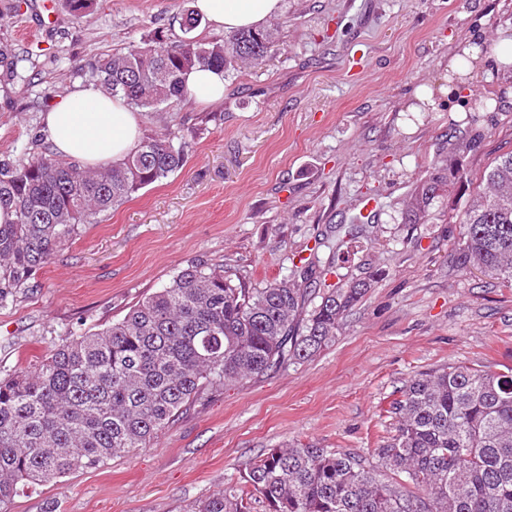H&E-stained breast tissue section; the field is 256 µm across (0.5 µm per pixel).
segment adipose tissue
<instances>
[{
  "label": "adipose tissue",
  "instance_id": "ef3b65f1",
  "mask_svg": "<svg viewBox=\"0 0 512 512\" xmlns=\"http://www.w3.org/2000/svg\"><path fill=\"white\" fill-rule=\"evenodd\" d=\"M195 9L231 32L256 28L275 15L281 0H195ZM42 132L58 157L86 166L122 162L140 139V120L122 99L75 85L42 115Z\"/></svg>",
  "mask_w": 512,
  "mask_h": 512
}]
</instances>
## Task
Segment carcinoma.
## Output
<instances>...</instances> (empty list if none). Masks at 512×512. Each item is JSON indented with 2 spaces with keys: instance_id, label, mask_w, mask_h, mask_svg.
Instances as JSON below:
<instances>
[{
  "instance_id": "cac0c4a2",
  "label": "carcinoma",
  "mask_w": 512,
  "mask_h": 512,
  "mask_svg": "<svg viewBox=\"0 0 512 512\" xmlns=\"http://www.w3.org/2000/svg\"><path fill=\"white\" fill-rule=\"evenodd\" d=\"M194 10L174 43L161 28L141 45L101 53L77 76L154 112L189 96L183 74L200 65L225 72L260 64L276 51L271 30H241L216 41L192 36ZM0 79L25 80L11 46L0 43ZM160 132L111 167L90 169L51 153L0 161V303L79 235L97 214L167 178L184 164ZM443 178L416 190L407 216L427 221ZM456 267L512 283V153L483 175L460 218ZM314 263L299 279L263 288L234 283L224 266L195 264L133 305L123 319L54 348L31 371L0 376V512L24 488L95 470L148 448L176 416L219 389L301 363L336 337L345 313L371 284L323 292ZM320 302L302 318L306 303ZM388 413L393 434L355 453L295 443L272 448L224 490L188 512H512V368L450 364L410 376Z\"/></svg>"
}]
</instances>
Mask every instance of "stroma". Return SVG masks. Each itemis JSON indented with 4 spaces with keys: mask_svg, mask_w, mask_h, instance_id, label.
<instances>
[{
    "mask_svg": "<svg viewBox=\"0 0 512 512\" xmlns=\"http://www.w3.org/2000/svg\"><path fill=\"white\" fill-rule=\"evenodd\" d=\"M12 3L0 0V41L25 78L0 84V160L44 151L46 93L77 84L91 56L158 27L182 36L183 0H95L79 20L66 0ZM265 26L275 53L225 74L223 101L143 114L145 137L197 128L183 168L83 226L0 304V370L30 369L198 263L262 288L308 259L328 284L366 281L368 292L308 361L204 395L152 447L24 490L11 512H187L268 449L379 447L389 403L415 372L512 367V286L452 263L471 195L512 152V65L473 78L496 111L470 120L445 105L449 52L476 27L485 44L512 35V0H283ZM426 85L437 108L413 111ZM439 158L466 177H447L428 221L408 223L409 196ZM335 226L348 232L344 262L319 245Z\"/></svg>",
    "mask_w": 512,
    "mask_h": 512,
    "instance_id": "35a3bbf8",
    "label": "stroma"
}]
</instances>
